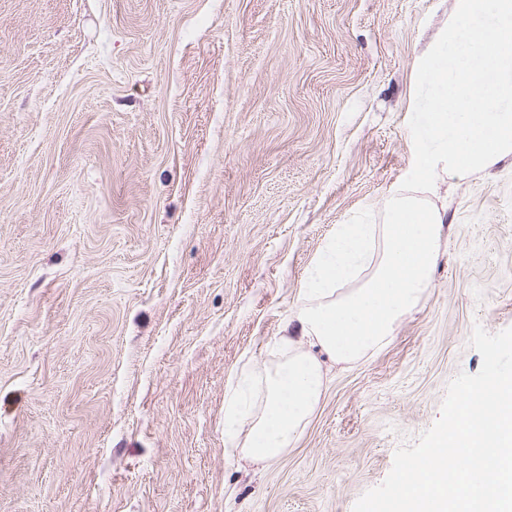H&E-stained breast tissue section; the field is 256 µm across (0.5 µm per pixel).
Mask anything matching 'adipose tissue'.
Wrapping results in <instances>:
<instances>
[{
    "mask_svg": "<svg viewBox=\"0 0 512 512\" xmlns=\"http://www.w3.org/2000/svg\"><path fill=\"white\" fill-rule=\"evenodd\" d=\"M415 83L424 192L390 195L383 223L337 225L318 253L279 338L287 359L241 375L225 406L224 437L252 460L274 461L299 439L325 386L318 352L345 363L378 352L427 294L443 222L427 194L512 155V0H453Z\"/></svg>",
    "mask_w": 512,
    "mask_h": 512,
    "instance_id": "obj_1",
    "label": "adipose tissue"
}]
</instances>
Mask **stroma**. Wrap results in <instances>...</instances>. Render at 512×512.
Masks as SVG:
<instances>
[{
	"mask_svg": "<svg viewBox=\"0 0 512 512\" xmlns=\"http://www.w3.org/2000/svg\"><path fill=\"white\" fill-rule=\"evenodd\" d=\"M453 0H0V512H353L512 327V157L441 186L432 286L276 462L224 440L337 225L414 170Z\"/></svg>",
	"mask_w": 512,
	"mask_h": 512,
	"instance_id": "stroma-1",
	"label": "stroma"
}]
</instances>
